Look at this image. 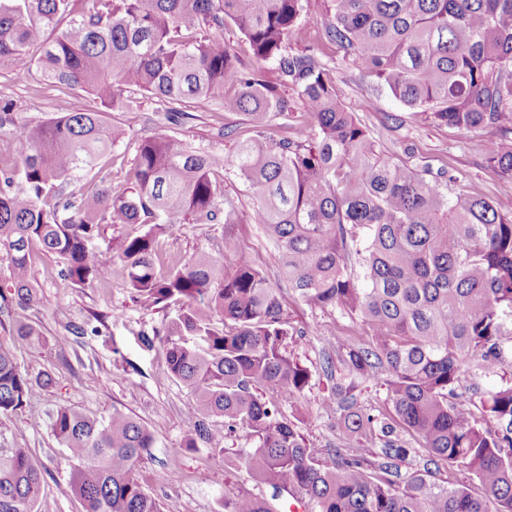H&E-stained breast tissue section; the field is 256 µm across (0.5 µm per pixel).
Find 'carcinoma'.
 Instances as JSON below:
<instances>
[{"label":"carcinoma","mask_w":512,"mask_h":512,"mask_svg":"<svg viewBox=\"0 0 512 512\" xmlns=\"http://www.w3.org/2000/svg\"><path fill=\"white\" fill-rule=\"evenodd\" d=\"M327 2L322 38L361 77L440 124L512 133V0ZM304 10V0L0 4V65L96 100L37 123L18 121L13 103L0 102V129L30 147L10 164V144L0 146V250L11 259L16 304L39 301L29 273L35 243L80 286L104 281L120 261L137 299L177 306L161 341L169 372L196 395L184 447H217L223 434L245 429L256 439L239 453L248 474L274 498L304 496L314 512H512V377L481 399L480 420L448 403L464 373L507 365L499 341L512 335V220L485 198L450 194L447 172L376 152L327 64L292 47ZM229 24L250 62L224 45ZM136 90L168 128L189 118L186 104L214 102L246 116L248 132L223 160L171 134L145 138L131 187L114 192L102 159L127 129L105 114L139 111ZM297 107L308 122L271 137L272 122ZM485 153L494 172L512 176V144L489 139ZM219 167L256 199L247 214L221 200ZM104 224L148 230L100 248ZM167 224L224 225V258H191L157 275L153 247ZM234 224L262 227L301 299L368 329V342L352 337L336 353L339 371L327 362L336 386L321 408L340 414L351 439L329 460L283 413L310 373L288 354L278 289L239 255ZM13 333V345L0 344L1 420L27 407L31 389L13 346L39 339L21 315ZM380 377L395 418L429 453L421 469L401 472L411 449L357 405L356 382ZM51 429L87 462L70 485L85 512H163L134 475L155 443L146 426L117 407L106 420L64 407ZM377 439L384 444L371 461L361 447ZM439 463L470 473L480 493L432 479L429 465ZM42 480L31 449L0 448V512H37ZM224 512L275 507L231 492Z\"/></svg>","instance_id":"1"}]
</instances>
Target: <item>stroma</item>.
Returning a JSON list of instances; mask_svg holds the SVG:
<instances>
[{
  "instance_id": "stroma-1",
  "label": "stroma",
  "mask_w": 512,
  "mask_h": 512,
  "mask_svg": "<svg viewBox=\"0 0 512 512\" xmlns=\"http://www.w3.org/2000/svg\"><path fill=\"white\" fill-rule=\"evenodd\" d=\"M305 26L295 47L313 46L329 69L337 92L356 121L367 130L377 152L411 166L445 167L455 178L451 191L493 201L501 215L512 218V177L493 172L484 154L483 132H467L434 121L426 112L406 110L383 87L359 83L341 62L335 47L320 39L325 0H307ZM0 99L12 101L19 119L36 122L49 113L79 110L92 104L90 94L64 96L51 88H38L36 75L22 76L0 66ZM190 116L176 127L178 137L206 146L216 157L230 156L236 134L247 127L245 116L212 112L194 104ZM162 115L155 104L143 101L141 110L123 142L111 151L108 168L114 189L126 186L138 142L159 132ZM239 251L275 283L288 320L299 337L288 350L310 372L302 396L284 408L306 438L317 448H341L348 436L333 412L319 404L334 382L326 377L324 355H335L336 342L346 336H365L367 328L339 312L314 307L289 288L280 275L272 244L259 225L236 227ZM156 250L161 264L206 254L224 253V227L220 224H170L158 234ZM55 256L34 246L30 280L40 301L26 316L39 330L41 340L16 350L22 371L33 380L28 409L6 419L7 433L0 448H29L44 470L38 512H82V504L70 491L80 461L70 458L53 434L49 418L57 409L74 407L99 419L113 407L132 415L155 435L148 456L135 475L147 492L157 497L164 512H224V495L244 493L270 497V489L241 467L239 449L255 441L244 431L225 438L222 450L184 448L183 442L196 420L194 395L167 370L162 347L145 349L141 336L163 331L171 309L147 307L136 302L121 266L93 287H80L64 279ZM82 327L70 336L72 327ZM68 344H60L61 336ZM50 383H43V376Z\"/></svg>"
}]
</instances>
